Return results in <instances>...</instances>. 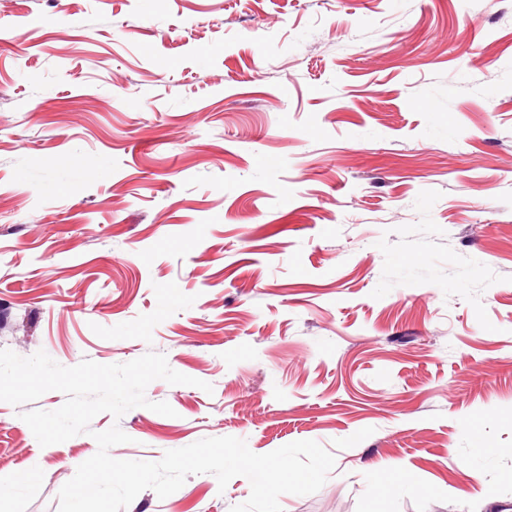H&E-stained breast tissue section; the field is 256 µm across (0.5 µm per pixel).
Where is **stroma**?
<instances>
[{
  "label": "stroma",
  "mask_w": 512,
  "mask_h": 512,
  "mask_svg": "<svg viewBox=\"0 0 512 512\" xmlns=\"http://www.w3.org/2000/svg\"><path fill=\"white\" fill-rule=\"evenodd\" d=\"M0 349L213 387L47 447L0 402V512H58L115 424L120 460L320 443L283 512L512 506V0H0Z\"/></svg>",
  "instance_id": "stroma-1"
}]
</instances>
